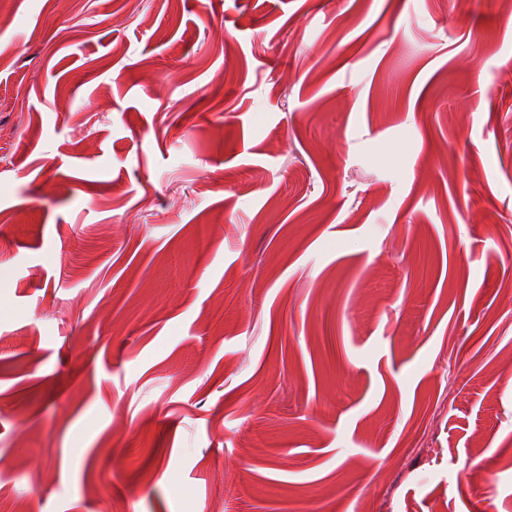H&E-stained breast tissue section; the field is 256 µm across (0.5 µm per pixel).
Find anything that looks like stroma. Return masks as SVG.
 Wrapping results in <instances>:
<instances>
[{"mask_svg": "<svg viewBox=\"0 0 512 512\" xmlns=\"http://www.w3.org/2000/svg\"><path fill=\"white\" fill-rule=\"evenodd\" d=\"M508 290L500 0H0V512H512Z\"/></svg>", "mask_w": 512, "mask_h": 512, "instance_id": "1", "label": "stroma"}]
</instances>
